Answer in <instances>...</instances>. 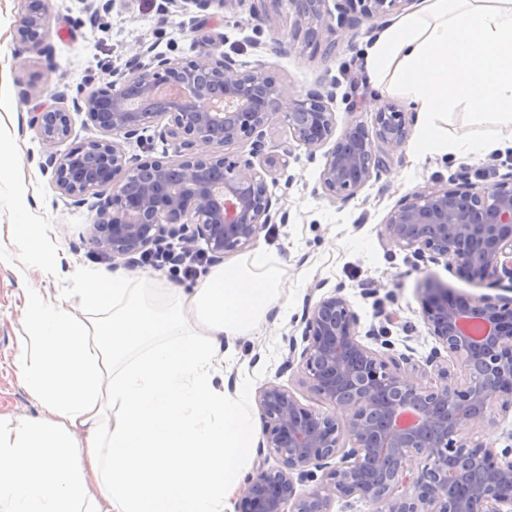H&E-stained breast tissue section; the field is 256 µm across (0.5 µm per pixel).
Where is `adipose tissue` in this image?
Instances as JSON below:
<instances>
[{"mask_svg": "<svg viewBox=\"0 0 512 512\" xmlns=\"http://www.w3.org/2000/svg\"><path fill=\"white\" fill-rule=\"evenodd\" d=\"M365 52L373 84L420 115L421 155L447 150L435 118L459 106L512 128V0H421ZM11 230L20 265L60 272L45 225ZM280 281L259 251L172 288L162 312L120 272L27 289L17 362L39 411L0 422V512H225L257 430L222 378Z\"/></svg>", "mask_w": 512, "mask_h": 512, "instance_id": "obj_1", "label": "adipose tissue"}]
</instances>
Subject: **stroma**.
I'll return each mask as SVG.
<instances>
[{
    "mask_svg": "<svg viewBox=\"0 0 512 512\" xmlns=\"http://www.w3.org/2000/svg\"><path fill=\"white\" fill-rule=\"evenodd\" d=\"M104 2L46 0L49 34L43 46L32 50L16 38L26 10L24 0H0V151L11 154L15 163L12 176L0 185V419L5 421L38 412L15 366L17 339L24 333L21 306L26 289L54 292L75 287L78 273L121 271L153 303L168 286L190 285L168 269L102 253L91 240V212L70 206L55 188L51 173L40 166L44 146L30 124L34 105L25 98L30 85H38L48 95L64 88L73 97L87 85L105 87L109 70L124 67L140 46L184 61L196 54L190 31L191 19L199 14L195 6L183 9L164 6L163 0H116L108 8ZM414 9L410 0H398L386 15L364 21L355 31L340 28L323 33L316 45L305 38L310 19L296 12L291 0L278 5L273 0H228L224 8L208 9L205 32L221 51L233 54L242 69L265 67L291 95L335 82L331 107L341 131L355 123L371 125L374 107L388 102L410 111L403 95L370 86L364 57L373 31ZM436 123L447 131L452 145L474 139L486 142L487 150L462 156L452 149L420 157V124L412 122L405 144L390 153L380 176L345 203L328 198L320 185L323 157L309 159L283 125L266 129L264 155L288 162L285 176L268 182L288 221L265 229L241 252L225 255L230 261L262 249L278 260L281 269L278 304L260 330L235 340V362L227 377L229 384H246L253 419L261 417L258 396L268 382L285 386L303 405L316 403L300 367L289 365L283 341L294 332V319L302 314L316 284H323L328 293L341 289L360 316V333L389 326L395 352L413 348L419 364L435 345L420 317V283L432 276L458 294L483 295V288L468 283L457 269L417 259L380 236L388 213L411 193L449 186L462 170L472 182L489 184L512 168V129L491 118L476 121L461 108L439 115ZM19 222L49 225L51 246L69 265L71 278L48 276L39 265L22 267L13 260L16 245L5 227ZM390 312L400 317L391 326L386 323Z\"/></svg>",
    "mask_w": 512,
    "mask_h": 512,
    "instance_id": "obj_1",
    "label": "stroma"
}]
</instances>
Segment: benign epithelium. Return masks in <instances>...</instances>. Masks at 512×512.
<instances>
[{
    "mask_svg": "<svg viewBox=\"0 0 512 512\" xmlns=\"http://www.w3.org/2000/svg\"><path fill=\"white\" fill-rule=\"evenodd\" d=\"M326 2L291 0L314 21L310 42L333 30ZM398 2L339 0L338 25L353 30ZM48 28L43 0H28L20 42L38 48ZM109 76L106 87L82 92L70 109L67 92L56 91L54 103L36 108L32 125L44 145L41 167L71 205L94 213L92 241L114 257L170 238L187 251L203 240L219 260L285 221L263 175L287 168L262 157L264 128L275 122L311 160L333 143L323 153L320 183L342 202L386 167L387 152L404 145L412 122L385 103L373 129L352 124L338 136L333 91L292 99L269 72L245 71L206 43L185 62L141 49ZM72 111L106 138L66 145ZM163 117L168 123L158 137L170 143L172 159L129 157L112 140H139ZM246 139L247 158L203 151ZM381 235L418 258L457 266L477 286L512 280V171L491 184L462 175L452 188L414 192L388 214ZM419 292L421 317L437 343L425 359L440 379L435 386L402 374L403 363L418 370L413 348L390 355L393 344L374 332L366 338L380 349L363 344L360 316L339 291L306 306L301 339L288 338V365L299 361L329 410L304 406L273 382L260 389L259 452L276 464L248 475L241 512H329L333 500L354 496L377 512H512V448L498 451L475 438L499 413L512 411V298L456 296L432 277ZM306 483L311 490L297 493L296 485Z\"/></svg>",
    "mask_w": 512,
    "mask_h": 512,
    "instance_id": "benign-epithelium-1",
    "label": "benign epithelium"
}]
</instances>
